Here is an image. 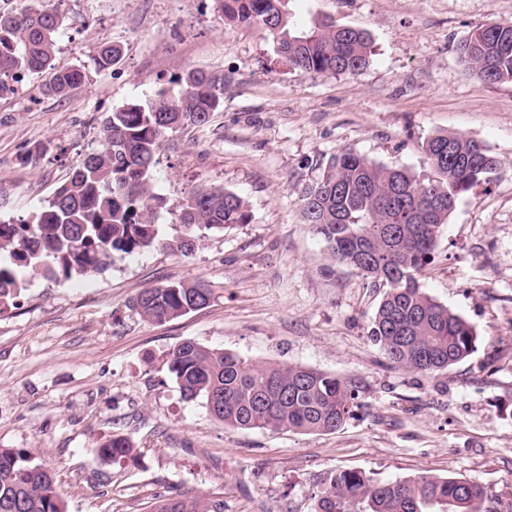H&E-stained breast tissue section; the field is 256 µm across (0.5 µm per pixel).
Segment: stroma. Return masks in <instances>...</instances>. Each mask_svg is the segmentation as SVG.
I'll return each mask as SVG.
<instances>
[{
  "mask_svg": "<svg viewBox=\"0 0 512 512\" xmlns=\"http://www.w3.org/2000/svg\"><path fill=\"white\" fill-rule=\"evenodd\" d=\"M56 68L88 80L65 98L26 77L0 98V218L39 209L85 154L101 120L191 69L222 73L210 125L169 134L154 186L176 208L202 185L239 192L251 221L205 230L185 256L163 245L83 279L31 276L0 313V448L29 452L67 512H147L155 495L220 496L224 512H318L331 475L386 482L428 473L481 483L512 512V82L466 74L456 46L477 25L512 21V0H288L292 26L324 18L366 29L369 64L353 75L288 69L266 32L224 23L215 0H62ZM123 50L98 73L100 44ZM437 133L483 143L499 177L463 196L438 237L423 290L477 331L464 362L426 376L389 365L369 330L386 291L330 260L304 224L299 195L334 154L428 173ZM45 156L24 168V150ZM167 281L204 283L208 307L156 324L132 301ZM194 341L257 362L301 365L362 382V405L323 434L240 430L185 400L169 352ZM129 438L135 455L94 460Z\"/></svg>",
  "mask_w": 512,
  "mask_h": 512,
  "instance_id": "stroma-1",
  "label": "stroma"
}]
</instances>
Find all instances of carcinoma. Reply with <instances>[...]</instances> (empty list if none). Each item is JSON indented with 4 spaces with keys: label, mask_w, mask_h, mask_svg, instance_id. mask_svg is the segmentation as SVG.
Segmentation results:
<instances>
[{
    "label": "carcinoma",
    "mask_w": 512,
    "mask_h": 512,
    "mask_svg": "<svg viewBox=\"0 0 512 512\" xmlns=\"http://www.w3.org/2000/svg\"><path fill=\"white\" fill-rule=\"evenodd\" d=\"M227 23L257 26L276 42L289 70L310 75H353L372 54L369 33L326 18L308 30L291 28L288 0H216ZM60 0H24L0 12V98L16 84L49 73L48 95L64 98L88 80L77 67L56 69L52 58L63 32ZM468 74L487 84L512 82V22L475 26L457 45ZM119 46L104 43L95 70L112 68ZM173 90L157 89L143 103H128L102 119V148L85 155L30 218L0 221V311L15 304L27 277L71 279L103 273L125 256L160 243L157 224L167 198L155 191L153 170L169 134L206 127L221 105L224 77L190 70ZM432 175L375 163L352 152L333 155L320 178L300 194L304 223L324 242L329 258L387 286L369 335L389 362L421 375L443 372L477 349L475 328L419 285L442 226L457 202L498 178L497 160L463 134H437L422 144ZM184 233L170 244L195 250L196 232L223 230L251 220L246 199L222 186L199 187L172 212ZM204 284L167 282L143 289L133 308L144 320L166 323L207 307ZM183 397L198 398L226 426L245 430L334 432L360 405L364 387L297 365L257 363L240 355L184 341L167 360ZM114 437L97 448L107 463L133 456ZM481 485L458 477L422 474L379 482L361 470L334 474L319 512H492ZM0 512H65L49 472L28 454L0 448ZM150 512H224L220 497L161 494Z\"/></svg>",
    "instance_id": "cac0c4a2"
}]
</instances>
